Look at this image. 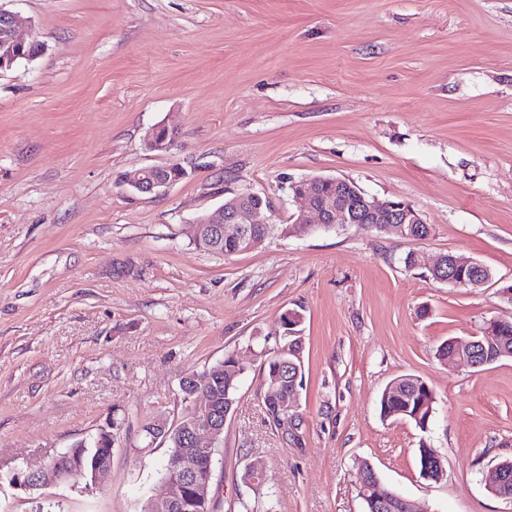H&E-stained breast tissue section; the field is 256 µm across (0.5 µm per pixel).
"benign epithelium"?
<instances>
[{
    "mask_svg": "<svg viewBox=\"0 0 512 512\" xmlns=\"http://www.w3.org/2000/svg\"><path fill=\"white\" fill-rule=\"evenodd\" d=\"M0 29L4 34V47L9 52L0 55V69L6 62L14 61L12 51L27 44L36 43L34 36L20 31L15 14L0 7ZM171 138L161 139L157 129H152L145 141L148 150L167 153L176 143L178 130L170 129ZM326 182L336 183V195L324 196L319 193L320 186ZM122 183L132 190L143 194H154L162 188L173 184V180L155 178L151 168L144 167L126 173ZM308 190L302 191L292 185L293 197L298 203V210L293 215L297 224L294 235L301 236L313 230L333 224H362L377 231L394 232L407 236L406 224L424 223L421 215L409 204L401 201L385 200L370 196L356 183L339 177H313L304 180ZM256 194L242 191L226 201L212 214L203 215L193 226L192 237L205 235L213 242L221 244L228 240L236 243L242 251L248 252L266 240L257 233L256 217L263 202L255 201ZM447 269L443 281L463 286L464 279L458 278L462 273H480L483 266L473 260L461 258L455 254L442 255L430 267L432 272ZM475 340L467 342L452 341L454 360L467 363L473 368L481 362L473 356ZM183 387L187 391L184 402L187 403L183 415L173 423L157 419L143 429L149 444L167 443L171 434H178L188 441L187 447L175 448L170 454L167 473L161 478L164 492L157 497H150L142 506L141 512H186L191 502L209 501V487L212 473H202L201 463L211 459L224 435V422L229 410L215 412L209 395L194 387L193 377L185 376ZM300 391L285 387L280 378H275L268 393V406L279 414L289 412L297 407ZM112 423L98 429L91 440L76 442L68 451L54 457L38 468L15 466L5 474H0V488L3 483L9 487L32 494L48 486H60L73 479L84 482L87 492H94L102 485L104 476L112 466ZM377 482L381 488L375 508L380 512H414L411 504L378 481V475L372 466L359 470L358 483ZM485 488L496 496L512 501V469L497 464L484 474Z\"/></svg>",
    "mask_w": 512,
    "mask_h": 512,
    "instance_id": "obj_1",
    "label": "benign epithelium"
}]
</instances>
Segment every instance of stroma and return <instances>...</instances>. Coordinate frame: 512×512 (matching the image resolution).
I'll return each instance as SVG.
<instances>
[{
  "mask_svg": "<svg viewBox=\"0 0 512 512\" xmlns=\"http://www.w3.org/2000/svg\"><path fill=\"white\" fill-rule=\"evenodd\" d=\"M47 49L0 70V467L38 466L120 423L100 490L49 487L61 512H140L163 446L139 431L185 411L179 382L245 369L216 452L214 512H364L370 463L418 512H512L482 475L512 460V357H436L512 317V0H0ZM177 127L169 157L147 133ZM180 162L156 195L121 182ZM355 182L433 230L358 224L278 233L229 256L196 249L195 218L247 189L288 224L291 182ZM475 259L474 288L432 279ZM421 263L406 267V254ZM299 313L303 387L285 438L264 398L280 318ZM436 395L427 430L382 418L393 379ZM444 475L424 479L420 446ZM265 480L247 484V465ZM447 263V274H444L442 281L463 286L466 284L464 278L458 279L457 273L469 272L472 277L474 273H481L483 266L473 260L458 257L456 254L448 253V255H441L439 259L430 267V271L439 273L441 269H445ZM446 270V269H445Z\"/></svg>",
  "mask_w": 512,
  "mask_h": 512,
  "instance_id": "obj_1",
  "label": "stroma"
}]
</instances>
